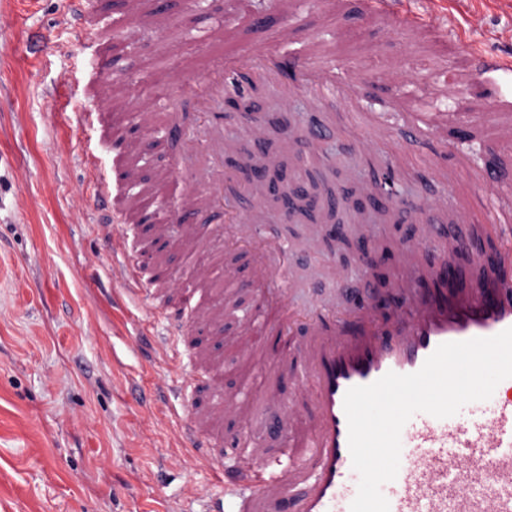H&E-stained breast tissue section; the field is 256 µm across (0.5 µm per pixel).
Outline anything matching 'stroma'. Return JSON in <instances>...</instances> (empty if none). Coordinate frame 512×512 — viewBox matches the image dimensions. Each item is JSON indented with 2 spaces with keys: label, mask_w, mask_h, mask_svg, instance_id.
<instances>
[{
  "label": "stroma",
  "mask_w": 512,
  "mask_h": 512,
  "mask_svg": "<svg viewBox=\"0 0 512 512\" xmlns=\"http://www.w3.org/2000/svg\"><path fill=\"white\" fill-rule=\"evenodd\" d=\"M420 10L453 17L476 53L512 61V0H415ZM109 31L113 62L105 76L129 82L122 110L173 106L178 83L201 76L243 48L266 44L282 54H307L317 42L337 43V64L359 70L358 104L379 117L388 136L361 155L358 117L309 147L310 98L279 105L265 86L224 78V95L251 112L244 128L224 115V174L244 181L264 165L284 185L304 180L315 221L293 215L281 230L295 253L298 307L331 312L358 298L400 297L405 265L425 267L431 254L451 252L468 235L458 223L440 173L453 153L427 167L396 173L398 194L381 206L375 179L404 145L396 88L420 93L443 67L460 66L461 50L442 55L385 23L362 20V0H97ZM370 55L356 52L359 44ZM92 43L77 39L62 0H0V512H208L224 486L180 436L184 403L169 386L195 372L194 345L223 361L211 397L236 393L245 361L242 344L257 291L224 294V270L250 277L245 259L226 253L212 224L195 227L209 254L212 284L187 310L215 319L178 355L164 357L167 323L159 300L124 291L113 276L110 230L93 208L97 174L88 155L108 160L112 147L141 146V174L164 176L158 195L181 190L172 159L178 144L137 126L113 130L111 144L76 124L90 109L84 97ZM399 86L381 84L385 73ZM445 200L431 209L432 200ZM429 237L428 252L409 244ZM222 452L235 441L277 447L236 413L211 423Z\"/></svg>",
  "instance_id": "35a3bbf8"
}]
</instances>
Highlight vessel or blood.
<instances>
[{"mask_svg": "<svg viewBox=\"0 0 512 512\" xmlns=\"http://www.w3.org/2000/svg\"><path fill=\"white\" fill-rule=\"evenodd\" d=\"M67 2L78 17L80 30L101 38L92 18L93 0ZM365 17L415 34H449L446 24L401 7L398 0H366ZM328 54L323 48L315 58L285 59L252 46L230 57L226 71L246 76L272 66L297 88L334 84L345 99H352L361 73L353 68L344 72L330 68ZM109 64L107 55L92 57L85 94L93 106L80 115L82 127L103 136L113 122L112 104L121 94L100 78ZM500 69L498 59L473 53L465 72L442 70L436 76L437 95L414 107L404 131L410 143L431 138L448 144L463 88L486 86L479 111L468 120L467 139L455 143L460 171L479 193L482 222L495 237L487 247L472 237L456 243V253L478 256L481 277L470 275L454 256H441L431 266V286L415 280L385 326L376 306L366 302L341 316L317 310L299 312L290 298L294 280L288 256L292 248L286 237L272 232L265 242L251 245L253 285L265 294L259 312L249 322L246 350L264 361L292 362L294 389L284 403L269 386L258 385L255 376L247 374L236 403L241 410L258 400L280 408L278 420L267 429L285 433L286 445L274 451L233 452L217 459L206 423L220 419L221 403L186 406L182 426L192 448L224 480V496L215 501L212 512H350L359 475L348 445L347 390L371 384L391 371L417 372L440 344L489 338L512 328V279L498 274L501 260L512 255V210L501 208L503 184L512 179V99L492 88ZM223 73L217 70L180 86V96L198 104L222 97ZM137 118L145 131L168 138H181L186 125L184 113L174 108L161 116L141 112ZM223 123L222 113H207L201 142L209 148L208 157L200 169L182 172L184 192L178 218L187 226L180 242L184 248L194 238L189 226L199 215L239 206L238 196L224 193ZM198 143L183 141L182 148L193 152ZM87 162L99 172L96 196L110 209L111 223H135L144 200L125 196L124 189L138 183V171L125 167L121 180L115 182L101 172L97 157H88ZM112 255L120 260L119 279L125 290L163 285L176 291L174 282L144 274L140 263L128 254L121 233L112 237ZM400 440L398 475L382 486L390 512H512V378L501 381L488 402L468 403L452 417L414 414Z\"/></svg>", "mask_w": 512, "mask_h": 512, "instance_id": "1", "label": "vessel or blood"}]
</instances>
